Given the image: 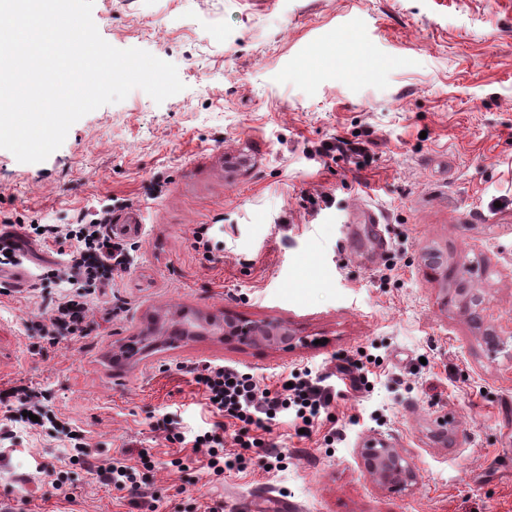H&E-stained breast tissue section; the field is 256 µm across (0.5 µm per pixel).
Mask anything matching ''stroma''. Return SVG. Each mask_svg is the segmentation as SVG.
I'll return each mask as SVG.
<instances>
[{
    "instance_id": "35a3bbf8",
    "label": "stroma",
    "mask_w": 512,
    "mask_h": 512,
    "mask_svg": "<svg viewBox=\"0 0 512 512\" xmlns=\"http://www.w3.org/2000/svg\"><path fill=\"white\" fill-rule=\"evenodd\" d=\"M92 18L112 46L174 63L185 88L99 107L40 163L0 149V221L108 207L130 260L89 296V336L54 345L39 326L65 293L42 278L57 245L29 241L0 268V390L42 393L52 419L0 404V512H240L260 486L297 512H512V0H94ZM336 139L359 160L319 157ZM129 207L139 223H122ZM430 253L474 268L477 316L443 306ZM181 312L282 320L297 342L202 336L113 363L152 317ZM489 331L506 341L494 358ZM364 354L356 392L333 373ZM209 364L271 388L309 371L335 397L309 434L276 420L273 468L190 375ZM204 431L242 467L213 472L192 451ZM377 434L410 458L414 489L362 470L356 450ZM114 457L139 468V506L89 472Z\"/></svg>"
}]
</instances>
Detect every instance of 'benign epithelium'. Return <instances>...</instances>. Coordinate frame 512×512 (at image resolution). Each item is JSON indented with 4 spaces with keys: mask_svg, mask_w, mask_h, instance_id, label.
Returning <instances> with one entry per match:
<instances>
[{
    "mask_svg": "<svg viewBox=\"0 0 512 512\" xmlns=\"http://www.w3.org/2000/svg\"><path fill=\"white\" fill-rule=\"evenodd\" d=\"M446 278L454 283V287L447 292L449 300L468 311H475L482 306L483 295L470 279L457 275L453 269L446 271ZM206 334L237 337L249 342L259 341L275 348H289L296 340L292 329L281 320L249 323L226 317L221 324L211 318L199 316L192 326L184 321L174 326L157 321L142 334V341L148 349L157 336L182 339ZM358 455L364 471L382 489L402 492L412 489L418 481L417 470L407 456L383 436L365 439Z\"/></svg>",
    "mask_w": 512,
    "mask_h": 512,
    "instance_id": "7a95c632",
    "label": "benign epithelium"
}]
</instances>
